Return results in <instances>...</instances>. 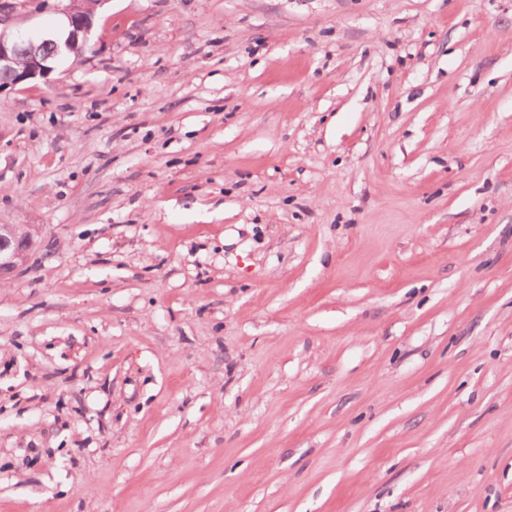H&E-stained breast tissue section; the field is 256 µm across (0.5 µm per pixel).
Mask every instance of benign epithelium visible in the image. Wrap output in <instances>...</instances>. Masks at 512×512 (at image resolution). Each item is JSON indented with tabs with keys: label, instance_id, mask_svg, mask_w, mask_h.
I'll return each instance as SVG.
<instances>
[{
	"label": "benign epithelium",
	"instance_id": "1",
	"mask_svg": "<svg viewBox=\"0 0 512 512\" xmlns=\"http://www.w3.org/2000/svg\"><path fill=\"white\" fill-rule=\"evenodd\" d=\"M108 0H69L62 9L70 27L67 38L55 42L63 54L78 53L85 46L93 26L96 11ZM10 3H0V92L38 77L45 78L52 71L50 56L44 48L52 42L25 41L10 31ZM38 225L0 224V281L8 279L23 266L36 243Z\"/></svg>",
	"mask_w": 512,
	"mask_h": 512
}]
</instances>
